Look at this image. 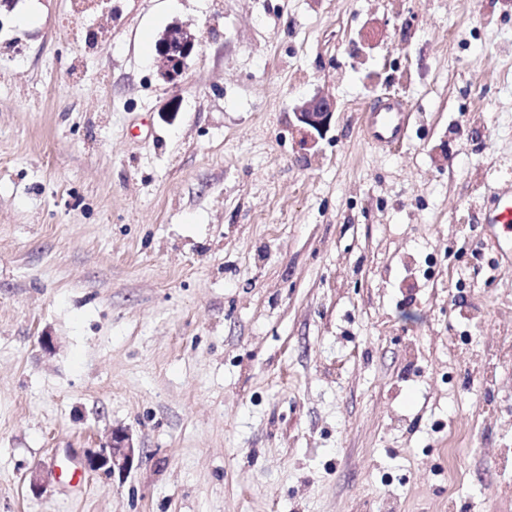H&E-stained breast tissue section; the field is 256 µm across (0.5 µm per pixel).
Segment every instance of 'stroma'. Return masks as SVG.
<instances>
[{
    "label": "stroma",
    "mask_w": 512,
    "mask_h": 512,
    "mask_svg": "<svg viewBox=\"0 0 512 512\" xmlns=\"http://www.w3.org/2000/svg\"><path fill=\"white\" fill-rule=\"evenodd\" d=\"M386 96L396 149L361 129ZM507 181L512 0H18L0 512H512ZM117 427L141 459L69 484ZM195 41V35L187 28L178 25L167 28L158 41L157 73L168 82L176 80L195 50ZM336 112L335 101L316 95L305 101L295 112L298 128L312 143L316 140V134L322 135L330 126ZM411 113L404 112L396 99L386 98L363 111V131L374 144L394 147L407 135ZM488 222L500 224L507 232H512V187L500 189L494 195Z\"/></svg>",
    "instance_id": "obj_1"
}]
</instances>
